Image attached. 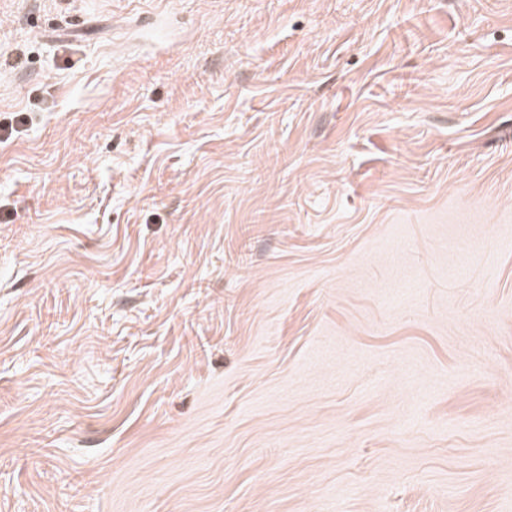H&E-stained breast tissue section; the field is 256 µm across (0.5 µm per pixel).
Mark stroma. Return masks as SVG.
<instances>
[{
    "mask_svg": "<svg viewBox=\"0 0 512 512\" xmlns=\"http://www.w3.org/2000/svg\"><path fill=\"white\" fill-rule=\"evenodd\" d=\"M512 0H0V512H512Z\"/></svg>",
    "mask_w": 512,
    "mask_h": 512,
    "instance_id": "35a3bbf8",
    "label": "stroma"
}]
</instances>
